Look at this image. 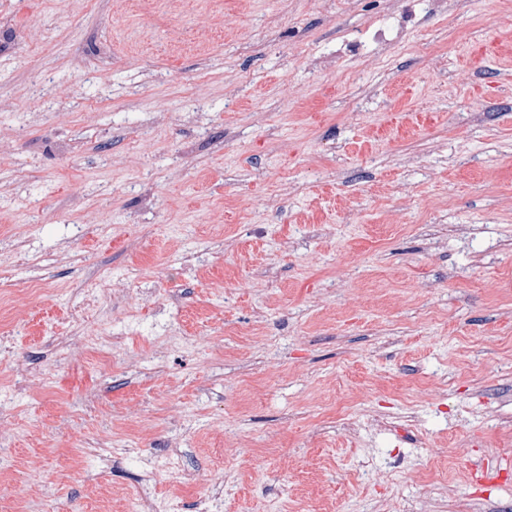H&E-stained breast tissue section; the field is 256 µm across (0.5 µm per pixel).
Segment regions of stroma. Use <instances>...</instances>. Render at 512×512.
<instances>
[{"label": "stroma", "mask_w": 512, "mask_h": 512, "mask_svg": "<svg viewBox=\"0 0 512 512\" xmlns=\"http://www.w3.org/2000/svg\"><path fill=\"white\" fill-rule=\"evenodd\" d=\"M393 2L0 0V512H512V0Z\"/></svg>", "instance_id": "1"}]
</instances>
